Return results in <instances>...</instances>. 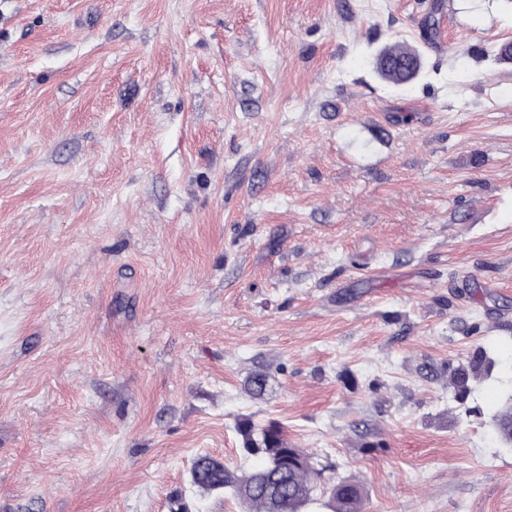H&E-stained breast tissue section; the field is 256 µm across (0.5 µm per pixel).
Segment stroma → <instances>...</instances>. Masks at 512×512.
I'll return each instance as SVG.
<instances>
[{
    "label": "stroma",
    "instance_id": "stroma-1",
    "mask_svg": "<svg viewBox=\"0 0 512 512\" xmlns=\"http://www.w3.org/2000/svg\"><path fill=\"white\" fill-rule=\"evenodd\" d=\"M509 43L512 0H0V512H243L190 468L244 421L308 512H512ZM421 67L420 54L405 44H394L383 48L374 61L377 74L394 85H403L415 79ZM330 507L333 512H362L363 489L358 483L341 481L330 488Z\"/></svg>",
    "mask_w": 512,
    "mask_h": 512
}]
</instances>
